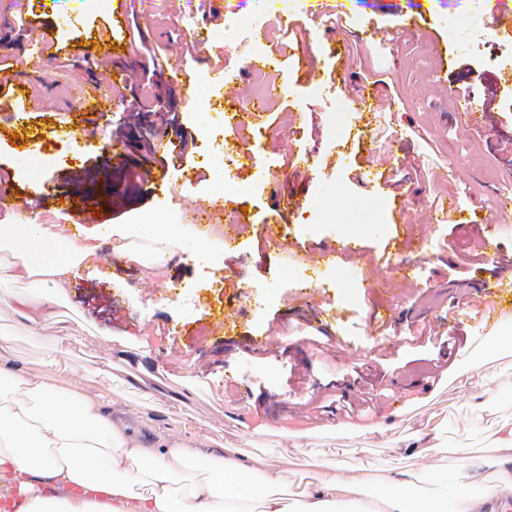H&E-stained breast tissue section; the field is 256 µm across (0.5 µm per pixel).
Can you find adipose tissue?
I'll use <instances>...</instances> for the list:
<instances>
[{
	"mask_svg": "<svg viewBox=\"0 0 512 512\" xmlns=\"http://www.w3.org/2000/svg\"><path fill=\"white\" fill-rule=\"evenodd\" d=\"M98 246L51 232L25 214L0 218V250L16 260L13 277L42 291L39 302L8 290L0 304L21 309L20 331L50 342L56 328V307L75 271ZM13 338L0 335V466L8 464L58 487L86 484L99 478L108 502L63 494H33L23 512H113L114 504L137 501V512H224L227 502L255 501L259 512H288L282 473L265 466L260 478L231 455L213 460L195 443L168 440L164 450L146 446L126 425L113 421L108 401L79 380L46 372H21L9 365ZM385 512H512V478L471 493L466 471L444 478L439 492L420 498L418 487L401 462L390 468ZM368 475L364 466L324 467L314 490L305 492L301 512H322L325 503L362 495Z\"/></svg>",
	"mask_w": 512,
	"mask_h": 512,
	"instance_id": "ef3b65f1",
	"label": "adipose tissue"
}]
</instances>
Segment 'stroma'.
Masks as SVG:
<instances>
[{
	"label": "stroma",
	"instance_id": "1",
	"mask_svg": "<svg viewBox=\"0 0 512 512\" xmlns=\"http://www.w3.org/2000/svg\"><path fill=\"white\" fill-rule=\"evenodd\" d=\"M338 0H302L288 43L268 48V70L286 92L269 121L250 138L252 165L235 169V181L252 183L259 169L273 174L255 195L225 193V212L244 210L247 227L222 224L218 234L186 225L194 251L167 258L160 273L129 261L102 236L96 259L70 279L59 327L67 364L86 377L89 390L106 395L117 412L134 410L133 423L151 439L177 435L207 454L236 449L253 470L281 465L288 512H299L316 468L329 463L365 465L368 484L359 501L336 503L335 512H359L383 498L393 461L418 477L420 495L432 494L438 476L465 468L475 481L496 476L492 432L512 420V345L457 374L460 360L512 325L500 316L498 296L472 291L490 278L491 254H511L512 207H492L500 183L512 182V108L496 91L499 54L512 40L485 39L473 48L463 27L448 44L444 76L433 71L432 31L446 32V16L484 12V0H340L357 29L325 32L308 23V9ZM422 8L430 24L395 42L369 24ZM14 31L0 47V67L13 69L24 85L26 124L0 112V166L9 172L19 200L32 204L43 226L70 225L81 210L99 211L102 225L140 224L163 203L192 207L208 198L209 175L200 167L208 136L196 120L184 84L172 68L217 75L237 68L238 40L211 39L198 52L208 0H135L126 20L111 8L78 10L76 0H0ZM62 27L51 30L50 25ZM54 46L44 75L33 53L44 34ZM115 36L123 57L108 63L86 50ZM124 70L132 93L128 106L102 113L68 111L56 91L68 83L78 98L106 92L114 70ZM368 95L370 107L353 111L348 92ZM473 110L456 122L455 103ZM292 112V123L282 120ZM92 124L97 135L79 132ZM179 128L190 150L168 162L166 196L154 195L146 173L158 157V135ZM40 139L46 164L26 177L15 156L31 137ZM197 169L189 180L185 170ZM391 174L387 186L369 182L365 170ZM340 189L343 197L374 195L387 234L365 237L359 224L303 226L302 213L316 188ZM479 224L483 237L467 225ZM281 233L306 275L319 267L317 250L332 245L357 279L335 275L313 290L282 277L269 232ZM357 242L353 251L344 241ZM272 290L258 307L261 288ZM228 314L231 330L206 336L209 311ZM129 342L126 374L103 381L91 371L100 357L99 338ZM272 336L276 353L252 341ZM454 337L447 345L446 337ZM147 371L149 386L134 382ZM354 405L337 409L336 399ZM264 423L269 431L253 434ZM374 432L356 433L359 425ZM310 429V436L282 435L281 427Z\"/></svg>",
	"mask_w": 512,
	"mask_h": 512
}]
</instances>
